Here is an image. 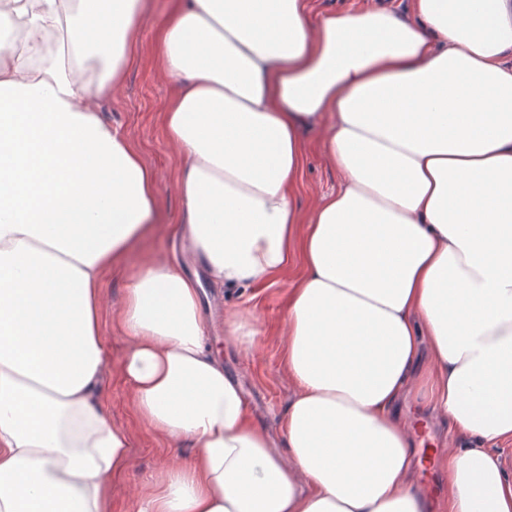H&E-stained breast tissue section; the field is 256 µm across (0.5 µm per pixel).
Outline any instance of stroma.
Returning a JSON list of instances; mask_svg holds the SVG:
<instances>
[{
	"instance_id": "stroma-1",
	"label": "stroma",
	"mask_w": 512,
	"mask_h": 512,
	"mask_svg": "<svg viewBox=\"0 0 512 512\" xmlns=\"http://www.w3.org/2000/svg\"><path fill=\"white\" fill-rule=\"evenodd\" d=\"M170 3L171 0H144V15L123 85L98 102L104 119L141 153L159 186V222L153 233L129 251L125 267L108 270L102 282V324L109 355L103 392L113 422L129 433L132 459L129 469L112 476V512H133V491L168 463H187L191 454L190 448L155 434L138 420L130 404L129 387L119 373L127 341L112 326V317L124 301L127 268L158 258L171 262L187 276L205 274L202 262L188 254L180 232L184 205L176 190V178L184 160L166 139L161 121L174 85L157 66V31L168 15ZM301 139L305 162L298 204L308 213L324 194L338 189L341 176L325 158L320 129L304 131ZM301 273L300 265L293 264L262 284L237 289L217 287L207 281L202 284L209 344L219 351L226 372L239 381L254 420L277 438L282 435L281 418L294 392L284 364L286 297ZM228 315L256 317L259 333L253 345L240 344L225 335L224 318ZM402 410L413 425L416 438L422 440L424 447L434 449L436 455L464 445L463 437L443 420L430 417L416 400H409Z\"/></svg>"
}]
</instances>
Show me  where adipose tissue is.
<instances>
[{
    "instance_id": "adipose-tissue-1",
    "label": "adipose tissue",
    "mask_w": 512,
    "mask_h": 512,
    "mask_svg": "<svg viewBox=\"0 0 512 512\" xmlns=\"http://www.w3.org/2000/svg\"><path fill=\"white\" fill-rule=\"evenodd\" d=\"M141 0H0V512H112L127 431L101 384L102 278L158 184L97 110ZM163 111L186 235L216 286L288 291L295 387L275 439L208 345L196 280L130 270L115 316L141 423L190 444L137 512H512V0H411L312 21L305 0H177ZM318 126L342 176L297 205ZM467 437L414 484L407 396Z\"/></svg>"
}]
</instances>
